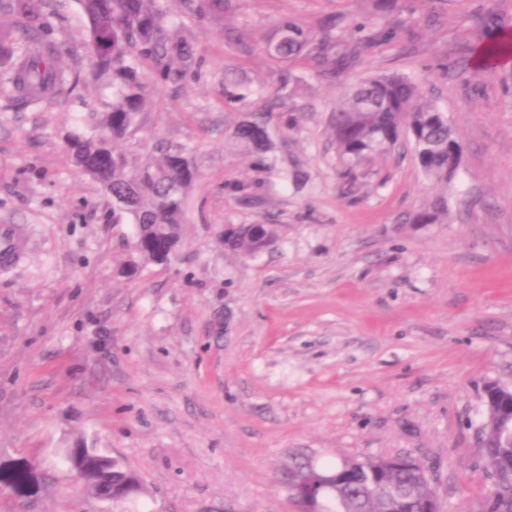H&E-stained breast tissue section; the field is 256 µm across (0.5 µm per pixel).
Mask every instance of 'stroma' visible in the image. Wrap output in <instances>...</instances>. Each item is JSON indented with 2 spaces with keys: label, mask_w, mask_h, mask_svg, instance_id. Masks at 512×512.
Listing matches in <instances>:
<instances>
[{
  "label": "stroma",
  "mask_w": 512,
  "mask_h": 512,
  "mask_svg": "<svg viewBox=\"0 0 512 512\" xmlns=\"http://www.w3.org/2000/svg\"><path fill=\"white\" fill-rule=\"evenodd\" d=\"M66 66L87 71L77 0H54ZM207 59L179 91L153 88L138 130L190 147L200 178L169 263L128 279L134 226L78 174L67 134L112 105L88 82L47 111L0 109V224L27 225L30 246L0 266V512H301L290 479L305 464L408 453L436 470L444 512H470L488 487L478 457L485 384L512 387V63L477 67L494 12L512 34V0H230L186 15ZM319 30L387 26L392 41L346 43L354 67L335 78L313 61L262 50L281 17ZM247 70L249 110L291 71L296 117H270L265 169L232 138L224 69ZM421 83L463 147L457 175L427 178L410 144L347 177L330 114L344 90L378 74ZM252 184L250 198L225 182ZM445 199L448 218L414 222ZM228 224H269L255 256L224 248ZM96 448L135 471L145 492L91 498L65 457Z\"/></svg>",
  "instance_id": "stroma-1"
}]
</instances>
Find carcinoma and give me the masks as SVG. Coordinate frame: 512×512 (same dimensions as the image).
<instances>
[{"mask_svg":"<svg viewBox=\"0 0 512 512\" xmlns=\"http://www.w3.org/2000/svg\"><path fill=\"white\" fill-rule=\"evenodd\" d=\"M44 0H0V14L10 28L0 27V106L5 110L48 109L74 96L86 77L112 79V108L93 118L89 137L69 135L66 148L75 167L96 181L136 224L135 253L129 275L159 263L158 255L180 242L189 191L198 179L196 160L182 144L157 139L145 158L132 157L116 143L128 138L147 101L150 86L180 88L201 75L207 60L194 45L172 30L162 0H78L86 17L80 41L89 59V75L63 63L65 48L54 36L42 11ZM188 13H222L227 0H182ZM334 24L317 33L284 16L267 38L265 53L277 61L311 58L331 75L347 70L349 56L334 54ZM347 37L364 46L392 37L382 26L368 34L354 26ZM485 68L512 59V35L499 34L475 48ZM247 76L225 70L224 104L245 105ZM264 112L244 116L232 137L259 161L271 150ZM338 157L350 164L370 160L409 136L425 175L448 182V148L460 152L446 113L421 84L400 75L372 76L350 86L330 117ZM447 211L443 204L416 213L413 220L434 224ZM273 240L266 224L228 225L227 249L254 255ZM478 453L490 486L472 512H512V389L500 387L498 398L485 406ZM139 476L112 460V486L120 488ZM326 483L318 497L325 512H424L436 496L428 467L411 455L350 458L337 466L299 472L294 496L315 480Z\"/></svg>","mask_w":512,"mask_h":512,"instance_id":"cac0c4a2","label":"carcinoma"}]
</instances>
